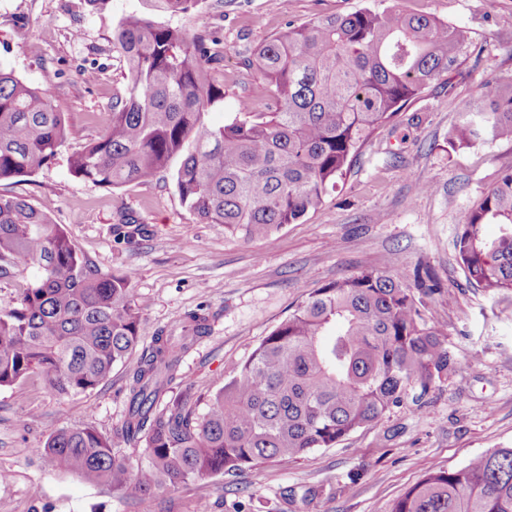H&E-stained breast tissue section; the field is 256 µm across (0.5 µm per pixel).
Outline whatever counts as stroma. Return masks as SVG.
Returning a JSON list of instances; mask_svg holds the SVG:
<instances>
[{
	"instance_id": "stroma-1",
	"label": "stroma",
	"mask_w": 512,
	"mask_h": 512,
	"mask_svg": "<svg viewBox=\"0 0 512 512\" xmlns=\"http://www.w3.org/2000/svg\"><path fill=\"white\" fill-rule=\"evenodd\" d=\"M388 6L469 27L480 55L413 99L396 125L353 159L336 192L297 223L246 241L223 225L199 223L182 205L173 172L118 188L71 176L72 149L99 136L128 86L125 60L112 43L122 17L146 14L214 39L218 57L210 72L224 87V101L207 120L220 126L257 96L261 80L246 61L287 24ZM0 68L33 86L54 73L48 96L78 133L53 162L0 183V195L24 198L62 224L102 270L133 272L141 347L184 313L208 315L209 334L180 365L194 392L222 388L311 291L368 267L436 274L441 290L426 299L423 314L442 325L459 366L424 398L407 394L380 423L335 447L236 477L180 482L136 507L37 452L61 428L108 433L120 426L135 359L114 367L93 390L63 397L35 375L0 387L6 512H389L427 469L458 468L512 447V294L494 299L469 284L454 249L464 213L512 168V142L463 149L448 143L460 103L484 80L512 73V0H202L186 15L161 11L153 0H0ZM425 182L434 191H420ZM123 213L134 223H119ZM309 487L321 494L306 502Z\"/></svg>"
}]
</instances>
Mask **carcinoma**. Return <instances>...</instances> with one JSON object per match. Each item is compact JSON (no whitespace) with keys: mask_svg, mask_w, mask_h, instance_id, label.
Wrapping results in <instances>:
<instances>
[{"mask_svg":"<svg viewBox=\"0 0 512 512\" xmlns=\"http://www.w3.org/2000/svg\"><path fill=\"white\" fill-rule=\"evenodd\" d=\"M113 39L130 82L103 135L69 156L70 174L111 187L148 184L181 155V202L203 223L246 239L316 210L377 130L476 51L469 28L430 16L320 15L273 36L249 61L269 111L248 104L215 128L205 114L224 90L208 67L207 38L133 13ZM73 138L45 89L0 68V181L32 174ZM448 140L455 148L512 141V74L487 80L462 102ZM486 224L499 226L497 238L484 237ZM454 247L467 281L492 296L512 294V168L465 213ZM11 267H33L37 278L19 306L0 311V387L39 375L59 396L84 393L136 351L132 273L102 271L61 225L1 195L0 275ZM439 291L427 269L412 284L393 269H361L313 291L224 388L202 396L186 386L164 402L183 354L210 330L207 317L188 313L142 350L129 376L127 416L112 434L62 428L40 453L140 504L179 481L331 448L377 425L409 390L424 395L455 372L442 327L419 309ZM137 443L145 457L135 462L113 452ZM390 512H512V448L459 469L428 470Z\"/></svg>","mask_w":512,"mask_h":512,"instance_id":"carcinoma-1","label":"carcinoma"}]
</instances>
